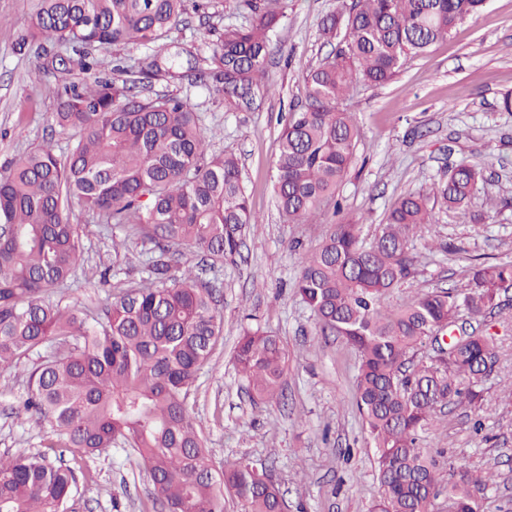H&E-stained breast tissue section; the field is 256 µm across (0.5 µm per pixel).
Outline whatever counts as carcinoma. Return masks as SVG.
<instances>
[{"label": "carcinoma", "instance_id": "carcinoma-1", "mask_svg": "<svg viewBox=\"0 0 512 512\" xmlns=\"http://www.w3.org/2000/svg\"><path fill=\"white\" fill-rule=\"evenodd\" d=\"M255 19L226 27L211 57L217 91L231 106L249 103L266 77L278 0H241ZM485 0H353L346 17L322 21L348 39L310 71L305 102L286 120L276 157L274 193L290 224L313 222L323 203L341 204L337 189L356 155L359 138L342 108L354 85H383L403 62L445 40ZM184 12V0H42L18 36V51L50 37L70 49L47 66L67 74L93 70L92 50L103 46L162 45ZM179 54L138 62L139 74L176 76ZM55 124L76 138L64 159L55 144L22 154L0 175V370L24 369L21 411L50 422L51 448L89 458L121 441L139 456L166 512H224L230 489L242 512H279V487L243 461L215 469L188 398L224 327L215 290L187 266L172 285L171 258L197 253L214 267L239 254L243 236L260 223L242 186L238 157L213 154L188 98L136 100L126 85L94 79L71 83L59 95ZM483 168L451 163L428 192L399 196L385 224L367 244L363 225L339 222L318 247L301 255L293 287L322 334L342 337L359 353L356 406L374 448L381 494L373 512H430L435 462L418 432L443 403L478 407L498 357L493 338L472 329L451 338L445 355L405 368L433 333L455 331L501 307L512 290V259L473 268L459 292L432 291L397 308L383 297L411 275L408 245L440 211H465ZM153 245L148 278L121 287L99 317L75 302L51 299L84 269L80 225L72 202ZM238 371L257 398L282 393L288 355L280 340L245 327L235 347ZM493 475L451 470L448 497L457 512H476ZM71 468L46 454L0 456V512H66Z\"/></svg>", "mask_w": 512, "mask_h": 512}]
</instances>
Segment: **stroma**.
Masks as SVG:
<instances>
[{"mask_svg":"<svg viewBox=\"0 0 512 512\" xmlns=\"http://www.w3.org/2000/svg\"><path fill=\"white\" fill-rule=\"evenodd\" d=\"M41 3L0 0V173L44 141H54L60 155L69 141L51 120L63 81L44 68L45 54L57 50V42L45 39L24 52L14 48L17 30ZM351 4L281 0L274 52L266 64L269 85L236 108L225 106L213 83L194 76L145 79L135 74L137 60L148 53L144 47H102L95 53L94 73L75 68L65 79L80 83L93 74L110 79L115 62L123 61L131 70L127 80L133 96L190 98L212 152L239 157L249 204L260 221L247 229L240 255L203 274L218 290L224 334L198 373L189 409L214 465L265 464L288 512H370L380 493L374 451L366 445L355 403L358 355L342 338L322 335L294 294L300 262L292 243L316 247L339 218L361 223L366 239H373L400 194L428 188L449 163L464 160L485 170L469 212H442L437 223L426 226L410 245L413 276L386 294L383 304L389 308L436 289L463 288L473 264L512 258V112L500 106L503 96H512V0H487L447 40L407 58L386 84L354 88L344 106L361 138L340 187L341 216L327 206L315 223L290 224L279 214L274 160L283 125L304 100L307 73L348 37L343 28L337 36H325L323 17L348 12ZM250 19L237 0H210L203 12L197 11L196 0H185L167 42L207 58L225 27L245 26ZM72 221L83 230L94 273L77 274L54 293V300L76 299L98 310L118 286L146 278L149 244L126 238L122 228L100 223L78 205ZM116 239L126 240V247L113 249ZM253 323L276 335L288 352L283 390L273 402L253 399L235 366L239 333ZM471 324L494 337L499 364L485 385L481 408H447L420 434L437 464L440 492L433 512H448L452 466L493 473L480 512H512V296L504 309ZM25 388L21 372L0 373V456L43 451L51 461L71 465L73 512H163L148 472L127 445L115 444L84 460L62 448H47L48 422L16 418Z\"/></svg>","mask_w":512,"mask_h":512,"instance_id":"1","label":"stroma"}]
</instances>
